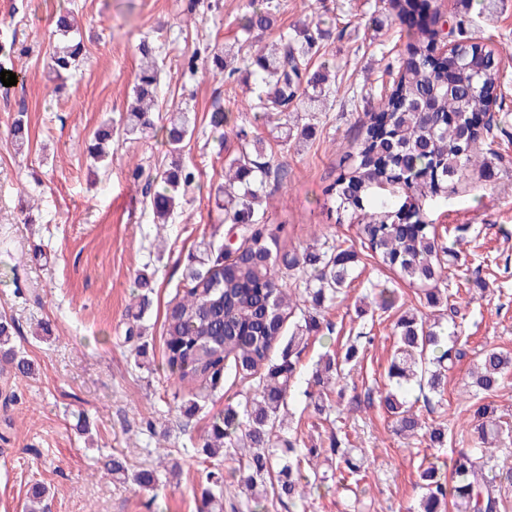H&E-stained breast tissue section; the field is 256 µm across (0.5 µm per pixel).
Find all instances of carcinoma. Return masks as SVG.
<instances>
[{
    "mask_svg": "<svg viewBox=\"0 0 512 512\" xmlns=\"http://www.w3.org/2000/svg\"><path fill=\"white\" fill-rule=\"evenodd\" d=\"M278 8L279 4L268 0L265 7L245 18L243 29L273 27ZM56 29L63 42L50 55L48 67L63 81L78 70L84 47L71 13L58 16ZM455 31L458 62L450 67L447 57L434 52L436 32L408 29L412 40L408 58L387 65L391 81L380 94V110L363 113L351 162L339 164L336 178L326 189L336 202L338 218L359 226L361 247L404 280L425 287L430 307L448 304L439 285L446 280L443 257L453 256V249L438 241L429 208L447 203L448 189L454 188L463 172L476 166L489 170L491 159L479 156L473 145L489 136L494 115L482 124L471 116L485 114L493 98L504 100L494 53L467 36L465 19L456 21ZM330 34L324 21H310L280 32L271 46H260L242 58L240 67L228 65L229 51L224 48L213 49L202 65L229 80L245 72L258 86L262 116L274 123L302 108L313 111L328 102V75L310 72L309 65ZM142 54L145 61L133 87V100L119 127L120 134L138 139L154 127L151 108L160 74L152 50L144 45ZM195 128L194 111L182 106L169 110L165 132L172 161L149 183L156 224L168 223L196 184L195 170L178 160ZM10 136L17 150L26 147L29 127L24 115L14 119ZM237 137V150L226 163L224 183L215 189V197L222 199L219 208L224 210V223L228 230H238L240 241L233 252L224 250L222 243L204 242L188 257L182 288L165 314L163 360L169 375L193 386L191 397L181 400L177 392L173 396L189 420L222 387L226 375L258 378L253 395L227 404L212 418L201 454L209 459L233 458L237 449H248L234 470L239 475L237 487L247 494L251 512H264L267 506L262 497L269 487L278 501L294 505L324 486L325 477L318 472L321 450L306 446L292 434L282 440L276 428L283 422L281 409L287 406L300 355L310 337L331 330L324 312L344 294L358 254L327 240L301 253L283 252L272 231L254 226L252 217L262 203L272 166L265 161L260 139L249 138L243 127ZM111 139L112 125L102 126L97 144L89 147L90 156L103 159V145ZM282 272L303 285V304L292 302L286 293ZM373 299L380 309L388 310L395 304V293L375 288ZM144 305L141 300L129 306L133 324L125 331V342L133 345L138 357L146 354L139 325ZM289 320L293 330L287 337ZM16 333L15 320L0 315V367L28 375L30 362L13 344ZM394 335L395 350L386 377L395 388L385 392L381 406L399 433L413 435L422 429L423 421L402 390L416 387L427 401L442 396L443 380L458 355L456 340L420 311L401 315L394 324ZM277 346L281 352L274 361L270 354ZM358 358L359 348L354 344L340 356L322 355L313 372L314 384L336 393V404H341L340 375ZM511 372L512 353L498 347L484 349L473 363L466 384L476 399L471 430L483 447L458 450L448 474L432 465L422 470L419 512H448L451 507L456 512H499L500 499L495 494L499 475L489 444L503 433V421L478 399L495 393ZM106 471L143 490L158 487V471L130 474L116 457L106 463ZM274 475L277 481L267 484ZM205 481L202 512H221L227 484L224 469L214 465Z\"/></svg>",
    "mask_w": 512,
    "mask_h": 512,
    "instance_id": "obj_1",
    "label": "carcinoma"
}]
</instances>
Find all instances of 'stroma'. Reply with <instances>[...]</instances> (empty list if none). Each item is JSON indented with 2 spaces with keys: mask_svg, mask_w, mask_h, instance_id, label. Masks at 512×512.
Listing matches in <instances>:
<instances>
[{
  "mask_svg": "<svg viewBox=\"0 0 512 512\" xmlns=\"http://www.w3.org/2000/svg\"><path fill=\"white\" fill-rule=\"evenodd\" d=\"M375 2L279 0V24L322 18L338 26L315 59L328 67L330 104L292 113L313 134L285 148L278 142L285 126L255 120L256 95L242 82L186 68L206 47L238 43L249 53L275 41L277 30L245 36L239 29L262 0H0V43L16 46L0 72L15 74L31 134L29 147L16 151L9 128L20 111L0 107V311L14 317V343L34 365L24 377L0 371V512H25L36 482L49 489L45 512H198L213 462L196 448L213 415L255 388L226 377L205 411L188 420L173 400L178 384L162 369L164 315L187 256L202 239L226 236L224 213L208 199L224 181V158L208 126L217 106L227 115L223 147L235 149L237 130L246 128L264 139L272 167L287 173L284 185L268 182L254 222L276 230L285 251L324 236L358 253L354 281L325 314L332 334L312 338L301 355L284 418L285 428L322 448L321 468L331 480L301 507L268 499V512H412L423 465L450 469L457 450L470 447L467 373L483 348L512 352V0H475L469 11V36L502 62L505 103L495 112L494 142L477 146L497 157L490 172H466L431 213L441 242L458 255V271L446 281L456 309L438 317L455 324L462 355L447 373L443 403L420 401L414 409L446 428L441 447L397 434L379 403L393 324L420 308L421 291L362 249L356 225L336 223L325 193L353 147L359 116L390 81L388 62L406 53V25L375 29ZM63 11L79 23L86 59L57 91L47 61ZM145 41L159 48L158 115L183 103L197 116L182 159L198 169L199 187L165 224L154 223L146 190L147 177L169 161L163 131L140 140L113 136L107 165L96 172L86 152L104 118L120 123ZM142 271L151 282L138 289ZM379 286L395 291V309L358 313ZM138 300L147 342L141 360L124 340L126 309ZM352 344L360 357L341 380L344 400L318 415L306 396L312 368L324 353ZM335 438L366 468L363 481L337 475ZM114 455L132 471L157 468L164 486L152 494L102 475Z\"/></svg>",
  "mask_w": 512,
  "mask_h": 512,
  "instance_id": "obj_1",
  "label": "stroma"
}]
</instances>
